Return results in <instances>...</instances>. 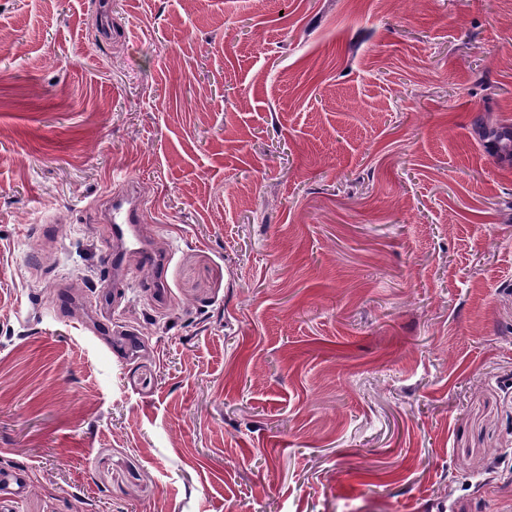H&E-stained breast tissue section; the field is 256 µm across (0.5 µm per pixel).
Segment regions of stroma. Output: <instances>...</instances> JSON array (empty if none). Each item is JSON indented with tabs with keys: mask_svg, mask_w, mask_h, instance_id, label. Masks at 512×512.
Instances as JSON below:
<instances>
[{
	"mask_svg": "<svg viewBox=\"0 0 512 512\" xmlns=\"http://www.w3.org/2000/svg\"><path fill=\"white\" fill-rule=\"evenodd\" d=\"M111 4L0 0L15 512H512V0ZM116 178H113V181H121L123 189L113 191L107 197L110 204L107 224H110L112 236V252L107 259L112 263V269L119 271L126 254L135 251L144 263L162 273L169 256L155 252L142 238L140 224L143 211L135 187L125 176L117 175Z\"/></svg>",
	"mask_w": 512,
	"mask_h": 512,
	"instance_id": "35a3bbf8",
	"label": "stroma"
}]
</instances>
